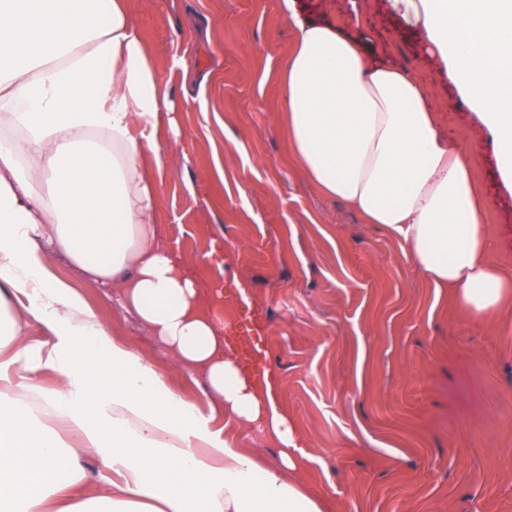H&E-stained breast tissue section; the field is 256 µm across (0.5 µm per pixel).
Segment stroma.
I'll use <instances>...</instances> for the list:
<instances>
[{"mask_svg": "<svg viewBox=\"0 0 512 512\" xmlns=\"http://www.w3.org/2000/svg\"><path fill=\"white\" fill-rule=\"evenodd\" d=\"M326 21L421 74L436 117L464 151L495 240L489 262L512 277V190L493 137L418 35L419 0H303ZM174 103L161 132L156 200L162 246L198 280L206 306L240 327L263 313L261 363L281 391L307 457L295 478L327 512H512V300L471 317L417 269L403 240L323 194L292 157L281 66L296 33L282 0H127ZM48 268L70 283L112 338L135 345L188 399L205 377L121 309L122 282L79 277L48 242ZM99 492L95 449L37 411ZM239 447L266 462L280 449L258 428L221 417Z\"/></svg>", "mask_w": 512, "mask_h": 512, "instance_id": "stroma-1", "label": "stroma"}]
</instances>
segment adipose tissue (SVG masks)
<instances>
[{"label":"adipose tissue","mask_w":512,"mask_h":512,"mask_svg":"<svg viewBox=\"0 0 512 512\" xmlns=\"http://www.w3.org/2000/svg\"><path fill=\"white\" fill-rule=\"evenodd\" d=\"M430 55L494 137L512 189V0H420ZM297 31L279 79L288 141L326 195L405 242L413 263L484 315L512 298L488 260L491 242L462 155L437 122L425 82L284 0ZM108 25H101L102 17ZM170 95L124 0H0V305L22 302L50 337L21 347L26 324L0 341V382L26 390L53 369L48 394L70 433L101 457L100 499L113 512H325L289 471L296 432L270 379L245 374L224 348L223 318L154 218ZM47 184L39 192V184ZM52 237L85 279H124L122 306L206 378L210 406L185 398L138 349L112 339L83 298L48 269ZM106 352L112 379L71 363L75 347ZM263 430L281 464L263 466L216 428L217 413ZM83 475L54 436L0 400V512H91Z\"/></svg>","instance_id":"adipose-tissue-1"}]
</instances>
